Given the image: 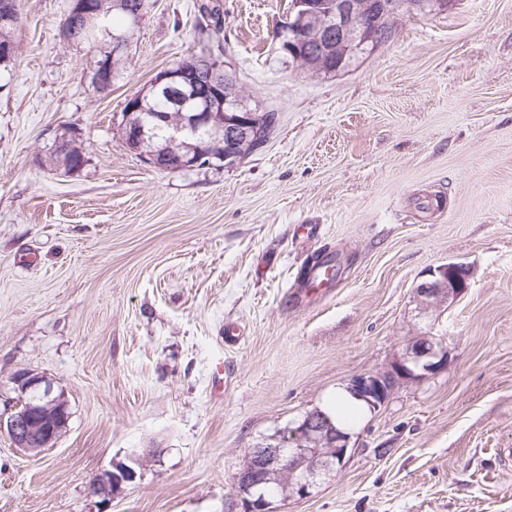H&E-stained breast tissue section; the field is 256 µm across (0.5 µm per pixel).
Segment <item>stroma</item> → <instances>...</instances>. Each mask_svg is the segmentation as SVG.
Returning <instances> with one entry per match:
<instances>
[{"instance_id":"obj_1","label":"stroma","mask_w":512,"mask_h":512,"mask_svg":"<svg viewBox=\"0 0 512 512\" xmlns=\"http://www.w3.org/2000/svg\"><path fill=\"white\" fill-rule=\"evenodd\" d=\"M212 43L270 141L239 163L145 165L119 127L128 95ZM289 0H154L122 75L63 43L69 0H18L0 67V412L11 376L44 375L71 418L54 447L0 432V512H243L250 448L383 372L408 339L448 366L395 386L352 429L342 468L274 512H512V0L401 14L389 42L312 75L277 34ZM85 162L52 159L61 136ZM338 274L307 295L315 262ZM468 290L419 315L430 268ZM138 477L110 499L93 479ZM136 479V471L130 467H120L116 471H105L94 480V490L96 495L109 496L112 489L121 488L123 484H131Z\"/></svg>"}]
</instances>
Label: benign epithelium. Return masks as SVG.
Listing matches in <instances>:
<instances>
[{
	"label": "benign epithelium",
	"mask_w": 512,
	"mask_h": 512,
	"mask_svg": "<svg viewBox=\"0 0 512 512\" xmlns=\"http://www.w3.org/2000/svg\"><path fill=\"white\" fill-rule=\"evenodd\" d=\"M379 4L380 0H333L324 11L309 0H294L289 25L300 39V46L291 51L294 63L308 71L330 74L340 70L347 58L362 47L388 42L392 31L382 23ZM115 73L116 67L99 61L94 70L96 90L109 91ZM235 88L236 75L227 63L222 70L209 69L208 82L202 87L191 81L185 67H168L126 99L121 115L126 145L152 167L187 171L208 157L203 142H187L189 133L205 128L208 139L224 142L223 159L236 156L243 145L258 139L259 122ZM161 92L175 111L187 112L180 123L166 128V142L182 143L181 154L170 155L164 147L156 146V127L140 118L146 104ZM216 111L224 113V120L219 123L213 122ZM471 275V266L464 262H448L428 270L427 278L415 288L419 314L453 301L468 288ZM447 363L441 341L423 334L408 341L391 371L357 375L349 380L346 390L372 413L388 401L397 381L435 375ZM11 381L19 398L0 413V431H6L23 452L53 447L70 419L64 394L54 393L45 377L32 371L17 372ZM351 439L349 431L325 421L320 410L314 409L298 426L288 430V436L250 449L246 463L234 477L244 512H272L271 502L257 494L269 483L277 484L286 499L308 496L319 477L344 465ZM135 479L136 471L130 467L105 471L94 480L95 494L109 496L113 489Z\"/></svg>",
	"instance_id": "benign-epithelium-1"
}]
</instances>
